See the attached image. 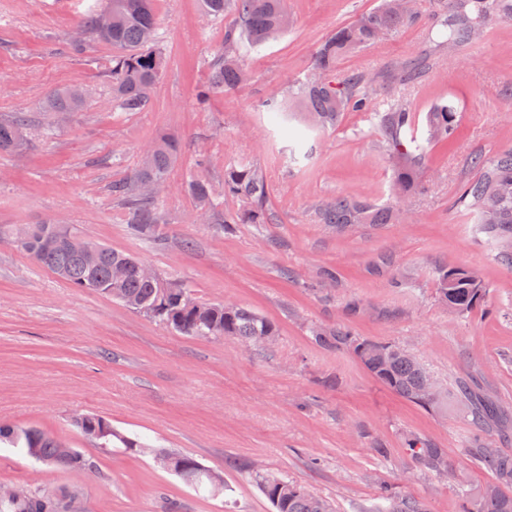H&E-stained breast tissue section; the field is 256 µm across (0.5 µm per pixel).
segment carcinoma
<instances>
[{
  "instance_id": "cac0c4a2",
  "label": "carcinoma",
  "mask_w": 512,
  "mask_h": 512,
  "mask_svg": "<svg viewBox=\"0 0 512 512\" xmlns=\"http://www.w3.org/2000/svg\"><path fill=\"white\" fill-rule=\"evenodd\" d=\"M285 0H202L205 13L222 18L233 11L241 26L224 33V54L213 64L210 82L199 92L205 101L216 90L239 87L246 73L238 63L243 44L259 47L288 29L291 20ZM493 15L512 18V0H440L428 34L439 39V46L452 51L481 36L486 21ZM419 20L415 0H378L371 11L340 26L316 49L313 64L305 78L294 84L293 96L302 100L309 115L305 128L286 127L291 160L310 157L309 131L336 126L346 112H365L371 103L368 86L375 79L406 84L418 75L423 63H408L398 71L370 74L352 72L336 77L339 60L380 42L399 29ZM85 33L112 45V99L126 112H138L148 103L151 90L167 66V57L159 45V22L155 0H109L102 12L94 11L82 21ZM84 104L79 89L62 91L45 103L50 112H77ZM391 159L394 188L401 200L421 189V170L426 154L434 147H446L457 137L459 122L451 105H436L425 117L426 138L413 146L407 134L413 115L398 103L374 113ZM27 121L21 117L0 119V150H12L25 142ZM178 142L165 136L145 151L127 178L112 185V193L122 198L131 228L141 236L158 238L160 221L157 193L143 185L166 180L178 160ZM477 175L467 181L456 200L458 207L474 216L475 224L488 238L502 245L499 259L512 266V146L499 150L487 160H475ZM188 192L194 196L203 214L213 216L214 203L209 183L201 176L191 178ZM224 194L237 199V212L224 218L226 224L268 223L267 185L258 169L237 164L224 168ZM399 215L394 207L382 206L351 196L338 195L318 208L319 221L338 229L351 224H392ZM7 235L15 247L36 264L48 269L73 288L108 296L125 307L158 321L171 330L191 337L233 338L245 346L256 336L278 335L277 325L250 309L222 302H203L183 283L156 275L148 280L139 273L141 260L130 253L92 241L74 227L44 224H1L0 236ZM97 253L94 263L87 253ZM438 299L442 305L461 314L480 306L487 286L473 271L455 266L436 269ZM311 334L324 348L346 347L362 362L374 378L401 398L424 409L440 405L444 394L438 385H429L430 373L407 350L359 338L346 326H314ZM474 425L500 413L485 394L465 393ZM74 426L101 448L116 441L124 448L149 453L156 464L175 474L196 491L214 493L210 469L196 458L167 448H156L131 439L112 428L111 421L97 413H87L83 423ZM19 448L30 459L52 468L92 470L95 465L80 450L70 454L63 441L38 427H22L0 422V444ZM410 456L419 470L446 475L452 469L445 450L420 437L408 440ZM469 451L486 468L495 482L478 494L476 507L463 496L462 512H512V454L488 450L476 434L469 440ZM253 480L270 502L274 512H332L331 505L300 484L269 475ZM384 504L376 512H427L422 501L385 491ZM0 512H84L82 495L76 489L52 491L35 487L20 499H0Z\"/></svg>"
}]
</instances>
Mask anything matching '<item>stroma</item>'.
Instances as JSON below:
<instances>
[{"label":"stroma","instance_id":"35a3bbf8","mask_svg":"<svg viewBox=\"0 0 512 512\" xmlns=\"http://www.w3.org/2000/svg\"><path fill=\"white\" fill-rule=\"evenodd\" d=\"M106 2L0 0V117L29 120L25 145L0 152V224L76 226L183 281L200 300L273 320L279 336L249 350L228 337L183 336L0 244V420L64 438L96 466L92 474L53 470L1 445L0 484L77 488L87 512H165L169 501L181 512H272L252 479L259 468L305 486L333 512H374L387 488L421 499L427 512H461L462 490L478 494L494 475L467 451L477 431L457 383L474 380L512 411V268L456 205L475 174L472 157L512 145V19L490 20L481 39L451 54L428 36L437 0H416V25L342 59L337 72L419 58L431 67L408 84L374 85L372 110L312 133L310 158L296 164L282 151V119L263 104L283 99L319 44L376 0H286L292 26L241 51L249 81L203 105L196 95L238 18H211L201 0H155L168 66L140 112L112 100L110 45L88 37L82 52L72 49L85 13ZM71 87L85 92L80 111L62 119L45 111L48 98ZM388 101L414 114L420 138L434 104L453 103L460 123L454 146L429 152L425 191L402 204L372 114ZM163 135L177 136L180 151L156 200L153 240L130 228L112 185ZM236 162L262 171L267 223L200 220L184 190L190 174L202 173L219 212H235L224 169ZM336 195L397 203L403 216L338 231L316 216L317 203ZM443 265L478 271L486 307L461 315L442 306L434 274ZM326 269L334 284L323 280ZM313 325L405 347L448 390L447 401L435 410L405 401L350 350L316 345ZM85 412L223 473V494L198 496L149 455L96 447L73 425ZM412 436L444 448L452 473L416 469L406 452Z\"/></svg>","mask_w":512,"mask_h":512}]
</instances>
